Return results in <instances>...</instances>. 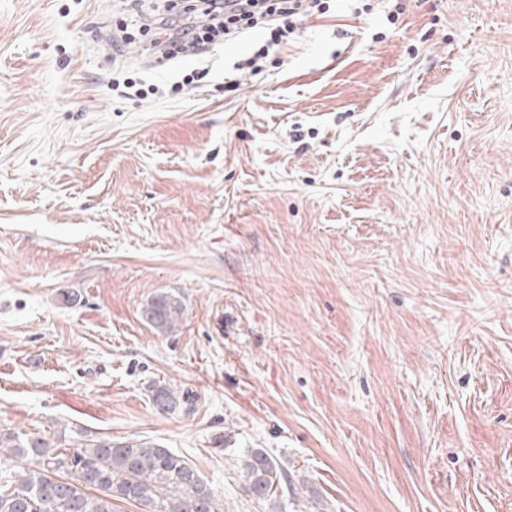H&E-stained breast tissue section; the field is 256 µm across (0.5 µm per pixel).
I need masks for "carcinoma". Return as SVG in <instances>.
<instances>
[{"label": "carcinoma", "instance_id": "obj_1", "mask_svg": "<svg viewBox=\"0 0 512 512\" xmlns=\"http://www.w3.org/2000/svg\"><path fill=\"white\" fill-rule=\"evenodd\" d=\"M183 314L182 301L169 293L153 297L142 311L161 335L175 332ZM150 391L162 412L181 404L166 385ZM0 447L30 460L18 479L0 482V512H114V498L134 502L144 512H224L196 468L152 440L89 439L67 453L44 437L7 432L0 433ZM243 466L245 487L260 501L273 500L276 489L289 483L288 469L260 448L245 454Z\"/></svg>", "mask_w": 512, "mask_h": 512}]
</instances>
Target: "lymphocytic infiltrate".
<instances>
[{
	"mask_svg": "<svg viewBox=\"0 0 512 512\" xmlns=\"http://www.w3.org/2000/svg\"><path fill=\"white\" fill-rule=\"evenodd\" d=\"M325 12L324 0H195L191 11L176 15L158 33L151 48L164 56L173 48L200 56L215 38L234 39L257 27L263 38L248 59L255 67L283 50L305 19Z\"/></svg>",
	"mask_w": 512,
	"mask_h": 512,
	"instance_id": "1",
	"label": "lymphocytic infiltrate"
}]
</instances>
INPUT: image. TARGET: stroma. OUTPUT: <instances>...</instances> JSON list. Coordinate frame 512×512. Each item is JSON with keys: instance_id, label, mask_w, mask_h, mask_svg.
Listing matches in <instances>:
<instances>
[{"instance_id": "1", "label": "stroma", "mask_w": 512, "mask_h": 512, "mask_svg": "<svg viewBox=\"0 0 512 512\" xmlns=\"http://www.w3.org/2000/svg\"><path fill=\"white\" fill-rule=\"evenodd\" d=\"M186 5L0 0V431L156 441L224 512H512V0L114 57ZM184 314L182 301L173 294L156 295L144 306L142 316L160 335L174 333ZM150 391L153 405L162 412L175 411L181 404L178 393L166 385H153ZM245 487L260 501H272L276 489L290 482L288 470L274 456L260 448H252L243 460Z\"/></svg>"}]
</instances>
